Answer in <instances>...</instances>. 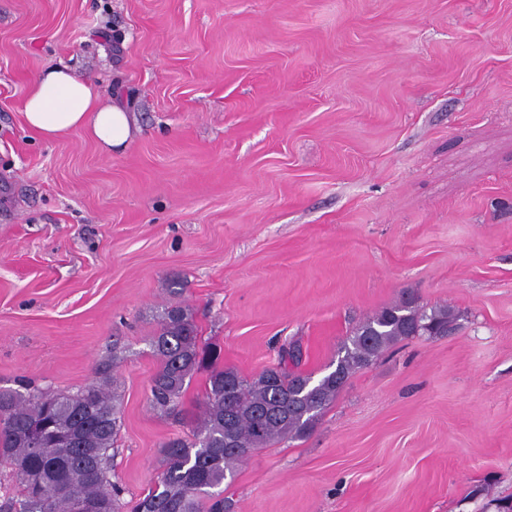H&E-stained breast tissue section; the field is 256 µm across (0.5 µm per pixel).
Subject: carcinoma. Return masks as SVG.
<instances>
[{"instance_id":"carcinoma-1","label":"carcinoma","mask_w":512,"mask_h":512,"mask_svg":"<svg viewBox=\"0 0 512 512\" xmlns=\"http://www.w3.org/2000/svg\"><path fill=\"white\" fill-rule=\"evenodd\" d=\"M453 319L447 307L422 309L411 293L356 326L338 352L335 368L314 381L294 371L302 360L296 343L282 348L277 366L247 379L219 364L215 349L199 346L192 310L170 304L159 316L150 347L159 366L150 381V407L184 420L183 398L194 373L208 368L194 428L162 444L165 470L158 484L128 512H224L211 489L233 476L249 454L301 438L349 377L384 350L411 336H441ZM121 422L113 379L103 375L75 392L50 394L30 383L0 389V465L12 470L15 494L0 512H74L90 502L99 512H121L110 460ZM42 433L51 451L32 447Z\"/></svg>"}]
</instances>
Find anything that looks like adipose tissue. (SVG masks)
Here are the masks:
<instances>
[{"instance_id": "1", "label": "adipose tissue", "mask_w": 512, "mask_h": 512, "mask_svg": "<svg viewBox=\"0 0 512 512\" xmlns=\"http://www.w3.org/2000/svg\"><path fill=\"white\" fill-rule=\"evenodd\" d=\"M24 118L31 131L49 140L87 127L104 146L119 149L126 147L131 136L126 111L102 104L95 87L64 66L48 69L33 81Z\"/></svg>"}]
</instances>
